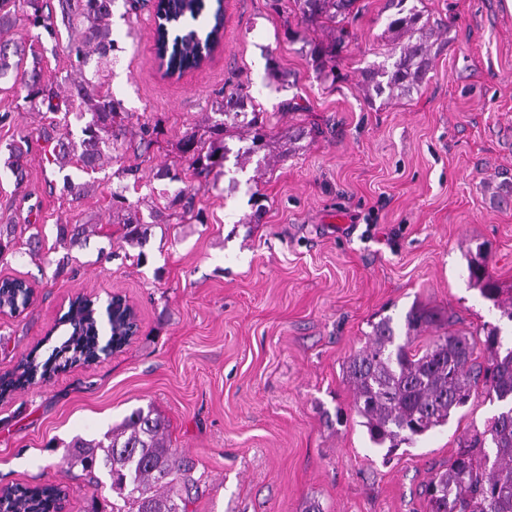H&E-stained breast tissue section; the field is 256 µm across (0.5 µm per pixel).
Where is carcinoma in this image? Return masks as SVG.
<instances>
[{"label":"carcinoma","mask_w":512,"mask_h":512,"mask_svg":"<svg viewBox=\"0 0 512 512\" xmlns=\"http://www.w3.org/2000/svg\"><path fill=\"white\" fill-rule=\"evenodd\" d=\"M388 24L396 38H407L400 50L362 71L368 98L383 95L392 99L420 87L432 67L429 40L432 29L422 11L404 6ZM115 0H58L60 16L45 11L44 0H0V76L9 73L24 92V100L34 107H54L58 87L45 79L41 57L23 40L7 37L16 24L15 11L22 10L28 25L53 35L56 26L80 28V39L73 51L81 65L95 61L92 75L80 73L68 88V96L79 102L78 120L84 122L78 140L56 136L44 130L40 138L48 147L52 164L63 170L74 166L89 173L101 168L105 159L123 148L128 119L121 101L105 90L103 72L119 50L112 39L111 18ZM354 0H294L302 19L313 23L340 24L351 14ZM222 25L220 11H212L206 0H180L173 13L159 21L156 43L168 50L167 70L183 73L194 69L202 51L210 48ZM313 54L327 76L336 77L332 50L315 46ZM252 103L246 88L238 85L216 103L214 116L203 132H185L178 141L181 157L190 162L192 183L151 213L153 223L166 224L176 215L181 223H202L195 210V197L206 187L211 174H221L229 148L226 139L238 126L251 134L248 153L267 146L266 125L260 112L248 110ZM29 143L20 140L8 145L7 168L16 184L26 178L23 164ZM127 187L112 190L117 220L126 226V239L139 242L147 237L149 225L139 207L125 196ZM87 224L57 225V241L65 247L82 245ZM19 250L12 224L0 225V258ZM469 279L480 285L484 299L512 321V297L501 299L502 289L488 274L486 265L472 261ZM29 289L13 280L0 285V305L12 310L26 306ZM73 331L53 347L42 361L28 356L20 373L0 385L7 392L34 383L66 363H92L108 349L122 347L128 339L123 312L109 301L105 312L86 301L70 317ZM406 341L397 342L396 329L389 317L372 326L370 345L348 359L345 373L354 390V409L362 418L371 443L393 451L411 444L417 437L445 425L453 412L464 406L478 385L502 404L484 429L463 441L448 465L434 473L424 488L427 512H512V348L502 349L499 329L486 331L482 340L485 362L478 361L476 342L450 332L438 313L416 306L405 316ZM433 327L439 334L421 352L410 348L412 336ZM166 421L152 409L137 408L121 424L100 439H73L67 461L92 475L104 470L112 490V512H189L193 493L198 491L194 465L166 444ZM62 492L56 484L7 488L0 495V512H53Z\"/></svg>","instance_id":"1"}]
</instances>
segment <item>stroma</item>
<instances>
[{
	"mask_svg": "<svg viewBox=\"0 0 512 512\" xmlns=\"http://www.w3.org/2000/svg\"><path fill=\"white\" fill-rule=\"evenodd\" d=\"M407 3L441 30L433 67L410 95L370 101L361 73L395 44L394 0H356L332 80L309 53L332 43L328 26L304 23L292 0L276 11L267 0H224L223 46L178 81L157 72L152 4L116 0L109 88L161 133L149 151L90 175L47 161L36 139L44 112L0 80V224L41 237L39 256L0 259V280L33 290L26 309L0 314V377L69 334L61 319L72 298L103 307L120 296L137 320L136 334L96 363L0 396V489L54 483L64 512H110L111 491L67 468V446L150 406L167 422L170 447L196 464L193 512H302L310 500L322 512H426L424 485L500 403L475 390L447 425L389 454L353 409L345 364L373 323L403 325L415 305L477 341L498 326L512 347V321L467 270L484 253L489 273L512 289V200L503 199L512 188V14L500 0ZM75 38L63 27L35 46L63 89L78 69ZM238 84L266 116V150L245 156V140L229 139L223 175L195 198L202 223L155 224L142 246L128 245L110 204L113 187L126 184L123 168L138 167L127 198L149 213L179 188L157 171L188 167L179 138ZM26 135L18 185L4 161ZM68 179L92 189L72 200ZM60 223L94 231L66 250L56 244Z\"/></svg>",
	"mask_w": 512,
	"mask_h": 512,
	"instance_id": "1",
	"label": "stroma"
}]
</instances>
